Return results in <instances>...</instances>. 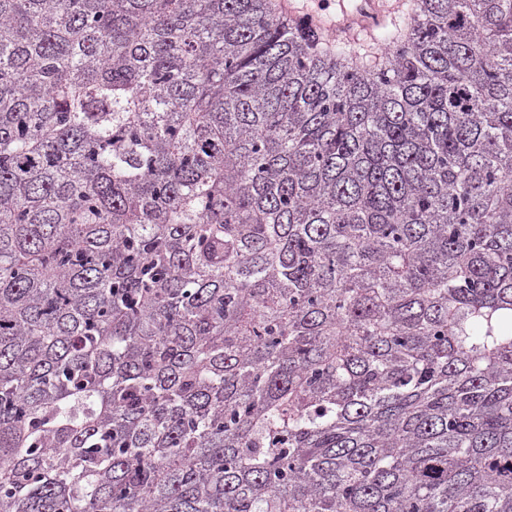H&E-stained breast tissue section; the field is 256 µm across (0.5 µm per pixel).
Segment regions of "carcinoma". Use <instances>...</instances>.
Here are the masks:
<instances>
[{"instance_id":"1","label":"carcinoma","mask_w":512,"mask_h":512,"mask_svg":"<svg viewBox=\"0 0 512 512\" xmlns=\"http://www.w3.org/2000/svg\"><path fill=\"white\" fill-rule=\"evenodd\" d=\"M320 41L0 0V512H512V0Z\"/></svg>"}]
</instances>
